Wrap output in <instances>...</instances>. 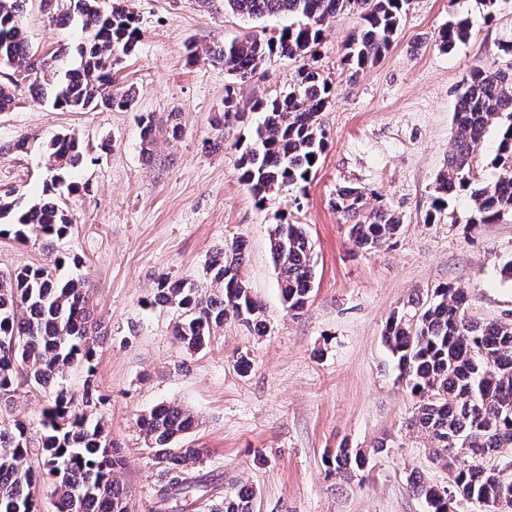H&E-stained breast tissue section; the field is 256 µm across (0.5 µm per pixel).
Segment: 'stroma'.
I'll return each mask as SVG.
<instances>
[{"label":"stroma","instance_id":"1","mask_svg":"<svg viewBox=\"0 0 512 512\" xmlns=\"http://www.w3.org/2000/svg\"><path fill=\"white\" fill-rule=\"evenodd\" d=\"M141 38L124 58L118 82L134 86L136 112L181 114L183 134L159 136L152 160L140 154L136 112L96 108L63 112L22 92L0 112V143L27 148L0 157V191L40 196L47 176L43 145L54 134H75L90 163L82 184L64 194L75 224L54 251L0 238V273L67 256L61 277H82L103 331L95 383L125 465L118 479L130 512H158L161 477L137 419L161 403L192 412L187 441L206 449L195 469L219 489L246 486L255 512H428L411 480L446 485L448 472L429 457L427 443L406 421L413 399L389 358L382 334L387 318L415 295L441 284L461 288L466 312L479 322L512 320V279L501 262L512 256V215L469 225L472 202L448 201V217L428 224L435 179L453 139V110L463 79L477 66L512 67L498 45L512 39V0H412L396 43L356 75L340 66L360 20L345 12L328 24L318 66L336 89L322 114L328 149L305 191L283 190L257 205L240 180L241 143L253 125L217 133L226 87L241 105L288 89L296 64L272 58L261 73L230 81L208 59L187 60L186 42L222 46L249 23L195 0H129ZM469 18L470 39L453 51L435 40L453 16ZM23 23L40 53L76 46L82 33L48 24L42 0H27ZM110 151H100L101 142ZM360 188L367 208L383 207L402 221L379 249L362 251L337 212L336 192ZM304 225L316 278L300 313L285 308L270 258L274 224ZM243 242L240 272L264 307L267 328L235 320L191 354L173 336L180 311L153 304L161 280L188 279L213 294L207 266L218 252ZM250 361L241 368L240 358ZM383 453H376L378 444ZM348 446L369 452L366 469L342 479L326 473L325 458Z\"/></svg>","mask_w":512,"mask_h":512}]
</instances>
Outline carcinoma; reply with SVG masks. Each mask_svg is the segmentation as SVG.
Masks as SVG:
<instances>
[{"label":"carcinoma","mask_w":512,"mask_h":512,"mask_svg":"<svg viewBox=\"0 0 512 512\" xmlns=\"http://www.w3.org/2000/svg\"><path fill=\"white\" fill-rule=\"evenodd\" d=\"M224 10L251 21L288 15L298 21L276 36L253 33L224 43L208 56L236 80H247L273 56L298 63L293 83L274 97L255 100L241 109L234 88L227 87L224 125L245 123L261 114L252 139L242 146L240 179L263 204L284 187L301 191L310 183L327 136L321 114L335 87L314 66L326 23L346 10L360 13V29L352 36L341 65L357 72L385 56L393 47L409 0H222ZM25 0H0V68L17 70L20 78L0 83V112L12 110L19 84L27 85L41 103L68 112L98 107L131 111L136 90L116 86L117 67L140 38L134 11L105 0H65L61 13L83 33L75 47L61 45L43 55L29 45L23 26ZM468 19H451L437 45L452 51L471 36ZM140 152L149 160L163 129L176 140L182 134L180 115L142 112L137 116ZM499 125L493 159L496 179L475 182L473 160L492 123ZM454 136L448 158L436 177L424 223H437L448 197L466 192L472 201L470 224H493L512 215V71L474 68L462 81L453 112ZM49 181L42 195L30 199L0 194V238L34 241L50 250L73 231L57 198L56 187L84 162L83 144L72 133H60L46 145ZM314 161H309V158ZM364 194L356 187L337 191L336 210L352 221L349 237L361 250L383 245L400 229V219L384 208L364 211ZM312 244L302 224L286 220L275 225L270 240L281 296L290 312L310 301L315 281ZM241 246L218 253L208 270L221 294L206 299L186 280L165 282L153 303L181 309L176 341L189 353L201 350L212 331L233 318L257 331L266 328L263 307L241 278ZM413 312H397L386 322L383 343L415 398L407 424L429 440L432 459L448 470V480L461 489L470 512H492L509 483L499 449L512 447V321L477 322L466 314L465 292L444 284L411 299ZM101 325L90 307L84 280L63 279L50 266H25L0 274V409L24 388L49 394L43 410L44 433L33 440L27 424L0 414V512H41L37 488L53 486L55 512H129L128 494L117 478L124 465L120 449L100 422L91 419L104 397L86 383L81 399L60 385L66 370L81 365L94 376ZM144 445L163 483L157 490L165 512H255L254 493L245 487L224 491L216 503L214 486L189 474L202 448H177L194 416L174 403H162L137 420ZM38 457L37 466L29 463ZM361 453L340 448L326 461L340 478L362 470ZM412 489L430 512H448L446 487L414 479Z\"/></svg>","instance_id":"obj_1"}]
</instances>
